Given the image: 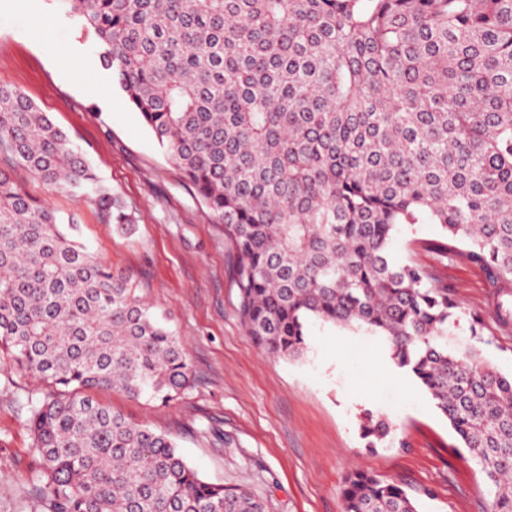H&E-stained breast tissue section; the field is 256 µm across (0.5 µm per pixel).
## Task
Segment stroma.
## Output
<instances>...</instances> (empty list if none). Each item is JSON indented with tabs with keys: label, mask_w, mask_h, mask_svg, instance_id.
<instances>
[{
	"label": "stroma",
	"mask_w": 512,
	"mask_h": 512,
	"mask_svg": "<svg viewBox=\"0 0 512 512\" xmlns=\"http://www.w3.org/2000/svg\"><path fill=\"white\" fill-rule=\"evenodd\" d=\"M73 61L71 71L58 66ZM94 82L98 96L84 91ZM0 85L28 96L82 151L136 219L133 235L103 223L88 200L56 191L0 156V168L55 209L78 213L82 241L113 272L130 275L139 299L166 314L191 361L194 387L160 405L118 391L96 399L175 437L208 481L247 486L268 512H343L346 476L362 468L404 486L422 512H486L493 489L456 451L448 420L415 379L391 361L380 337L320 321L298 361L269 356L237 313L224 225L197 197L112 84L92 37L52 0H0ZM438 225H401L393 261L434 269L451 299L484 320L485 359L512 375V331H502L480 270L443 259ZM32 381L0 372V512H31L34 457L21 403ZM385 416L403 447L368 452L364 411Z\"/></svg>",
	"instance_id": "stroma-1"
}]
</instances>
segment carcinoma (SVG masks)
Instances as JSON below:
<instances>
[{"label":"carcinoma","instance_id":"1","mask_svg":"<svg viewBox=\"0 0 512 512\" xmlns=\"http://www.w3.org/2000/svg\"><path fill=\"white\" fill-rule=\"evenodd\" d=\"M211 214L224 223L241 321L277 358L315 318L365 327L448 419L512 512V377L477 347L432 272L397 264L399 224H437V251L512 299V0H55ZM0 154L135 225L65 132L0 87ZM0 368L26 394L36 512H266L205 480L175 439L91 392L161 404L193 384L167 318L79 238L75 217L0 171ZM365 448L394 440L367 411ZM344 512H419L400 485L345 478Z\"/></svg>","mask_w":512,"mask_h":512}]
</instances>
